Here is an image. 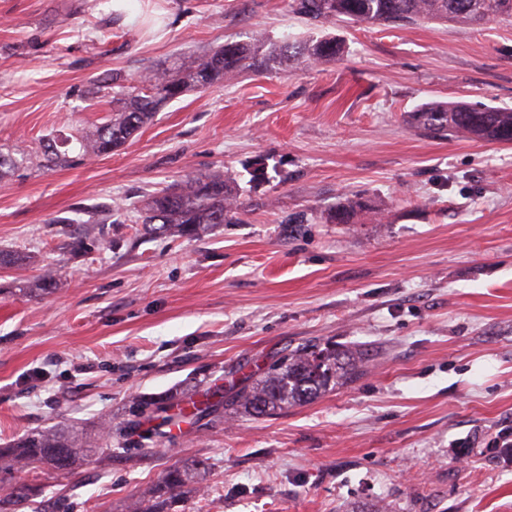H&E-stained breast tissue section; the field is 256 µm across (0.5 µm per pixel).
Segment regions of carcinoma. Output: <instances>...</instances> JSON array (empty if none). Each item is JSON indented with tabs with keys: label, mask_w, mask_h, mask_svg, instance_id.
I'll list each match as a JSON object with an SVG mask.
<instances>
[{
	"label": "carcinoma",
	"mask_w": 512,
	"mask_h": 512,
	"mask_svg": "<svg viewBox=\"0 0 512 512\" xmlns=\"http://www.w3.org/2000/svg\"><path fill=\"white\" fill-rule=\"evenodd\" d=\"M288 7L309 21L325 23L340 18L385 26H404L420 20L480 25L490 19L512 21V0H289ZM343 53L334 38L305 41H274L261 33L246 41H229L205 52L173 72L147 69L136 76L98 88L112 97V115L93 130L69 135L51 132L20 156L0 152V181L23 167L42 169L51 165L78 167L88 160L108 155L123 146L138 130L152 121L173 100L190 89L205 90L216 84L251 75L280 70L290 62L322 64ZM419 131L512 144V109L475 107L462 102L426 104L410 115ZM365 208L362 199L346 200L329 210L324 220L348 224ZM245 205L235 188L215 173H196L150 197L134 223L154 237H196L214 224L240 221ZM28 256L0 250V268H21ZM57 282L54 271L45 272L28 283L30 291L48 293ZM367 352L338 348L331 343L306 344L273 362L257 377H250L238 389H230L212 401L194 405L196 414L220 418L229 414L266 417L302 406L321 395L353 381L364 373ZM97 452L74 430L52 426L32 432L0 448V462L9 468L49 466L69 472ZM172 466L162 476L164 490L175 498L188 485L191 467Z\"/></svg>",
	"instance_id": "cac0c4a2"
}]
</instances>
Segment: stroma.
Instances as JSON below:
<instances>
[{
  "mask_svg": "<svg viewBox=\"0 0 512 512\" xmlns=\"http://www.w3.org/2000/svg\"><path fill=\"white\" fill-rule=\"evenodd\" d=\"M333 37L343 57L171 102L112 154L0 180V446L72 424L112 450L68 473L0 471L16 512H134L172 465L203 462L171 512H512V144L427 134L432 102L512 108V23L345 19L287 0H0V149L90 129L99 81L228 40ZM267 179L251 182L255 161ZM199 171L246 212L201 236L138 241L129 218ZM360 196L348 224L322 215ZM95 211L94 224L74 223ZM102 246L64 249L70 236ZM47 267L55 291L19 292ZM360 346L368 372L271 416L192 417L285 349ZM184 414L147 455L143 400Z\"/></svg>",
  "mask_w": 512,
  "mask_h": 512,
  "instance_id": "35a3bbf8",
  "label": "stroma"
}]
</instances>
